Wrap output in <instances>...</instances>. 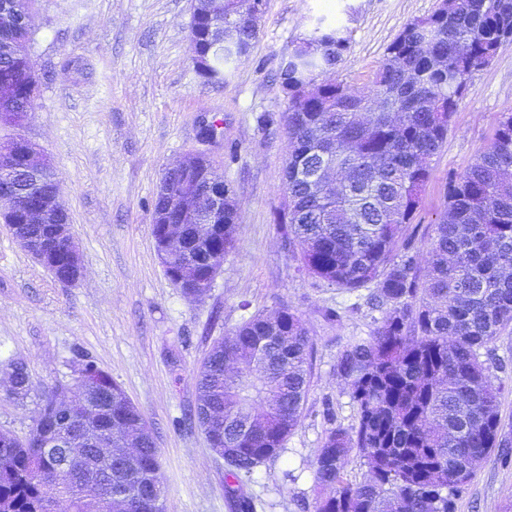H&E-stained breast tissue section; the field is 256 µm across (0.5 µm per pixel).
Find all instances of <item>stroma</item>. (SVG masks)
I'll return each mask as SVG.
<instances>
[{"label":"stroma","instance_id":"stroma-1","mask_svg":"<svg viewBox=\"0 0 512 512\" xmlns=\"http://www.w3.org/2000/svg\"><path fill=\"white\" fill-rule=\"evenodd\" d=\"M193 4L39 0L30 51L39 91L20 133L51 164L83 276L58 283L0 224V367L24 361L41 388L94 361L154 431L164 512H236L223 461L200 428L181 421L196 404L197 370L213 340L250 315L288 308L311 338L307 400L280 456L241 491L261 499L263 512H315L310 463L330 423L356 422L336 357L351 338L371 334L377 315L357 295L302 271L274 221L288 156L279 66L320 19L350 39L338 77L367 87L405 24L432 14L439 0H266L250 53L215 84L192 63ZM511 105L512 41L473 75L448 140L430 162L420 231L439 222L449 173L473 163ZM212 123L218 135L209 138L204 127ZM190 152L204 153L223 172L238 206L236 244L198 299L166 276L151 224L163 173ZM330 308L338 318L327 317ZM493 348L503 363L493 372L501 435L512 443V325ZM289 470L294 480L286 479ZM456 505V512H512V464L491 453Z\"/></svg>","mask_w":512,"mask_h":512}]
</instances>
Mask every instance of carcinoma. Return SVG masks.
<instances>
[{"label": "carcinoma", "instance_id": "obj_1", "mask_svg": "<svg viewBox=\"0 0 512 512\" xmlns=\"http://www.w3.org/2000/svg\"><path fill=\"white\" fill-rule=\"evenodd\" d=\"M38 0H0V128L19 125L38 81L27 57ZM265 0H196L195 49L213 73L252 48ZM512 38V0H446L430 16L409 22L389 45L371 85L355 89L336 76L350 41L317 24L280 65L288 92L283 113L289 150L284 204L276 221L302 268L336 289L365 291L381 313L371 336L353 339L336 358V376L356 407V424L329 428L311 463L322 496L316 512H456V496L501 438L500 393L485 353L512 323V107L502 112L490 144L465 171L448 174V203L422 248L414 219L431 177L429 161L473 74ZM212 185L232 194L224 175L197 160ZM236 202L224 204V227L189 224L182 252L162 261L189 283L235 246ZM21 231L41 238L57 269L68 266L66 245L41 224ZM427 271L421 274V253ZM311 344L301 317L287 308L257 313L213 342L198 371L196 413L211 416L210 440L224 446L227 493L238 512H256L240 493L256 470L278 457L300 422L309 387ZM95 407L102 432L120 447L140 449L122 473L74 458L68 469L51 454L0 431V512H52L47 491L71 512H100L103 496L123 490L127 512H158L163 485L154 440L135 433L143 420L124 389L100 368ZM57 381L35 389L24 369L8 395L36 399L32 422L58 448L82 424L90 405L73 383L69 421L61 423ZM369 473L344 477L353 452Z\"/></svg>", "mask_w": 512, "mask_h": 512}]
</instances>
